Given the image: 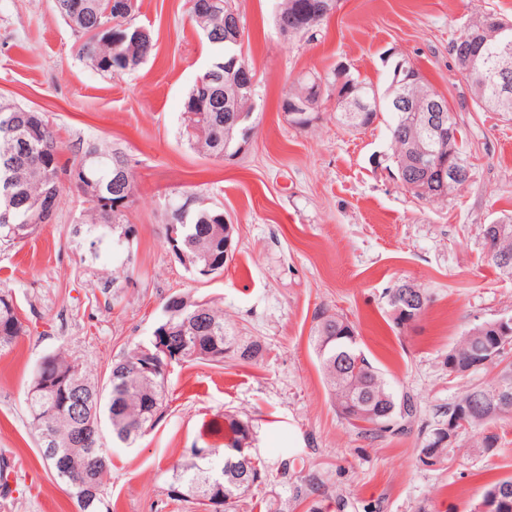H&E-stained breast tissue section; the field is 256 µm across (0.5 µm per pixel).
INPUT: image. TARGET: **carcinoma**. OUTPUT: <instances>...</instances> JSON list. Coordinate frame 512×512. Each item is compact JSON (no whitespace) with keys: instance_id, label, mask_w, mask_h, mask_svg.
I'll use <instances>...</instances> for the list:
<instances>
[{"instance_id":"cac0c4a2","label":"carcinoma","mask_w":512,"mask_h":512,"mask_svg":"<svg viewBox=\"0 0 512 512\" xmlns=\"http://www.w3.org/2000/svg\"><path fill=\"white\" fill-rule=\"evenodd\" d=\"M78 6L87 22L96 26H112V35H133L136 0H125V11L109 18L100 16L98 0H68ZM189 13L194 24L213 47L214 58L209 69L201 74L224 67L235 61L245 64L240 46L234 45L220 34L224 30V13L196 16L197 4L206 0H188ZM320 0H281L280 13L292 25L306 24L316 29L322 18L315 14ZM152 50V39L139 43L117 45L100 40L89 47L82 43L79 55H93L99 59L97 70L114 75L124 73L121 56L131 61H142ZM457 67L465 75L472 90L474 104L490 112H512V98H503L497 88L496 69L504 53V46L485 43L472 25L450 42ZM334 84L338 94L350 92L367 95L373 83L361 80L344 69L336 70ZM225 112H207L208 130L204 137L194 138L192 145L209 157L222 160L240 152L238 143L224 139ZM377 116L374 108L359 112L336 113L337 120L351 130L370 126ZM22 113L0 112V244L17 245L27 241L45 224L55 218L57 200L63 189V179L76 162H64L53 129L42 115L31 116V127L20 123ZM414 126L410 112L394 113L390 128L396 158L398 179L403 188L414 198L425 197L410 187L421 171L417 160L402 159L407 144L402 140ZM93 154L87 161L85 172L96 184L97 191L108 198L116 189L123 188L130 194L136 192V182L131 166H126L122 184L116 182L118 161H127L125 155L107 143L88 145L81 155ZM82 212L90 217L89 224L97 231L96 243L101 244L108 235L119 231L128 236L132 227L126 214L104 212L95 200L80 186H75ZM222 212L195 204L177 225V238L168 239L174 256L179 252L198 259L189 270L200 281L207 279L203 268H209L210 277L224 272V224L218 222ZM490 263L502 274L512 276V262L503 267L498 256H512V218L487 224L482 230ZM416 296L417 305L410 316L396 312L395 298L403 291ZM391 321L403 330L416 321L426 310L430 296L417 284L400 280L397 286L386 291ZM311 336L324 380L334 398L340 416L359 433L379 437L384 433L403 435L411 430L418 408L413 398L399 393L391 386L385 374L364 354L359 345L357 326L340 314L321 311ZM169 331L172 338L170 355L176 364L208 362L222 364L235 360L240 364H255L265 353L258 340L246 344L224 323V314L210 302L190 300L180 295L171 296L164 306V317L154 332ZM26 334V326L18 313L11 292L0 288V352L11 348ZM494 321H485L472 327L459 343L448 351L444 363L455 364L466 372L472 359L479 356L493 336ZM142 347L130 349L121 360L112 365L106 382L99 385L85 369L62 352L43 358L33 372L27 392V409L42 459L72 492L78 512H103L105 508L102 487L109 472L104 430L125 444L133 443L145 432L153 429L163 414L166 397L167 370L159 369L148 378L140 371ZM77 396L89 401L87 409L76 410L66 399ZM466 404L470 414L468 428L479 429L496 419L512 413V368L498 373L490 384L473 386L448 408V418H453L456 408ZM92 424L98 431L94 447L74 443L76 430ZM252 438L251 426L234 413L224 414V447L208 448L207 455L192 447L188 459L176 470L167 489L172 501L187 502L199 494L208 499L205 512H227L233 503L251 492L263 480L260 463L251 460L247 469L238 465L241 456L237 449L244 439ZM448 428L441 423L426 437L418 456L432 459L430 466H441L448 461ZM499 497L498 512H512V476L499 478L483 485L479 501L490 496Z\"/></svg>"}]
</instances>
